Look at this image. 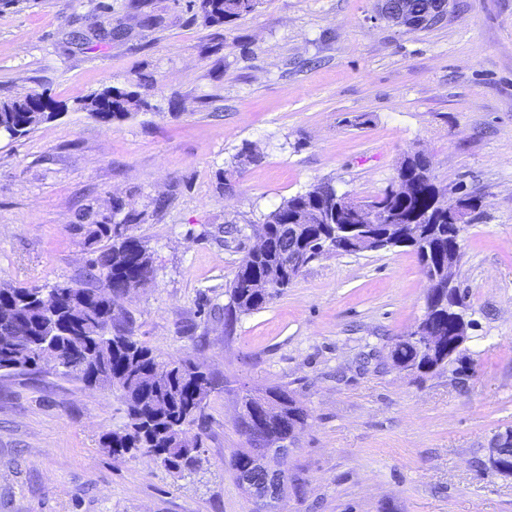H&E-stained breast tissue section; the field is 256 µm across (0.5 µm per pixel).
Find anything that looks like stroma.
<instances>
[{
	"mask_svg": "<svg viewBox=\"0 0 512 512\" xmlns=\"http://www.w3.org/2000/svg\"><path fill=\"white\" fill-rule=\"evenodd\" d=\"M127 4L0 0V100L60 109L0 139V284L82 280L91 248L73 225L110 220L118 199L135 211L154 277L119 306L138 339L217 381L201 462L180 477L113 457L100 445L123 422L112 390L2 376L0 512H251L227 466L244 445L237 393L277 386L309 411L283 512H512V476L487 467L490 439L512 428V0H452L429 30L379 19L376 0H260L220 26L200 0ZM107 86L145 107L100 122L82 105ZM246 144L258 163L240 164ZM417 149L449 197L482 200L456 278L464 373L419 381L386 365L425 307L401 249L325 256L225 328L253 225L320 181L375 197Z\"/></svg>",
	"mask_w": 512,
	"mask_h": 512,
	"instance_id": "obj_1",
	"label": "stroma"
}]
</instances>
